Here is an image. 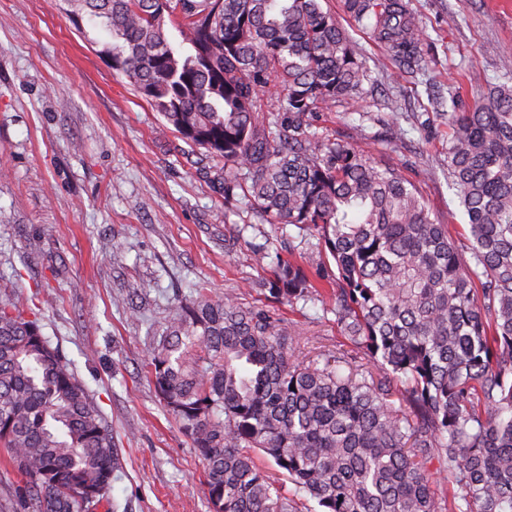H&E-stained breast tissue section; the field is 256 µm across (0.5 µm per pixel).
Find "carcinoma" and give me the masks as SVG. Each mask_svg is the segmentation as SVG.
<instances>
[{"label": "carcinoma", "instance_id": "obj_1", "mask_svg": "<svg viewBox=\"0 0 512 512\" xmlns=\"http://www.w3.org/2000/svg\"><path fill=\"white\" fill-rule=\"evenodd\" d=\"M55 4L84 35V21L105 33L92 43L161 130L224 159L225 200L317 240L305 263L275 256L270 297L331 295L336 325L373 365L299 363L295 332L231 294L180 307L147 367L203 462L212 512H302L303 500L318 512H512V81L469 109L448 92L462 251L414 183L312 131L316 112L356 111L367 78L321 0ZM343 5L396 60L421 65L407 0ZM0 447L27 512H90L76 491L103 497L119 464L112 429L19 302L0 303ZM441 481L461 491L448 505Z\"/></svg>", "mask_w": 512, "mask_h": 512}]
</instances>
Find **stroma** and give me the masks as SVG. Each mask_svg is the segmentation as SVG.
I'll return each mask as SVG.
<instances>
[{
	"label": "stroma",
	"mask_w": 512,
	"mask_h": 512,
	"mask_svg": "<svg viewBox=\"0 0 512 512\" xmlns=\"http://www.w3.org/2000/svg\"><path fill=\"white\" fill-rule=\"evenodd\" d=\"M428 36L423 72H405L349 18L368 78L357 111L319 112L324 139L357 144L414 182L464 244L448 185V115L512 78V0H409ZM162 119L52 0H0V301L20 299L112 428L119 468L98 512H211L204 466L147 368L169 318L196 289L263 304L270 266L254 247L287 254L248 200L228 201L222 158L161 132ZM234 240L225 250V240ZM273 309L293 325L301 360L354 356L323 302Z\"/></svg>",
	"instance_id": "35a3bbf8"
}]
</instances>
